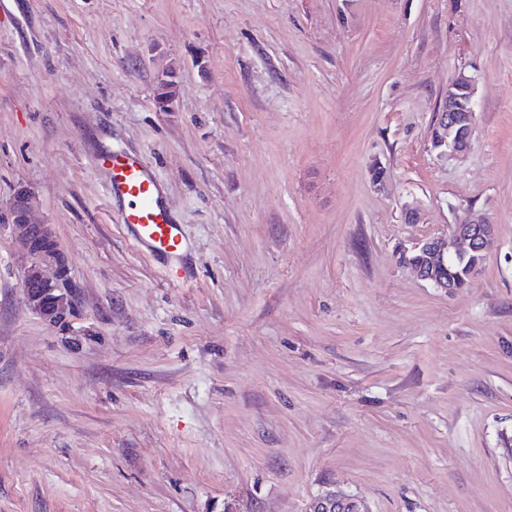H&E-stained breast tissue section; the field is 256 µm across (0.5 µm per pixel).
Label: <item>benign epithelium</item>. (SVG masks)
<instances>
[{
  "label": "benign epithelium",
  "instance_id": "obj_1",
  "mask_svg": "<svg viewBox=\"0 0 512 512\" xmlns=\"http://www.w3.org/2000/svg\"><path fill=\"white\" fill-rule=\"evenodd\" d=\"M475 83L459 73L448 86L445 108L438 114L437 127L456 138L466 135L471 139L475 123ZM10 208L22 212V223L13 230L30 263L21 283L22 295L28 306L50 321L66 318L74 311V293L67 277V259L60 247L47 252L40 249L46 241L56 240L48 224H37L31 219L32 197L20 189L15 192ZM496 225L472 223L467 220L451 227L448 238H426L415 243L413 249L428 256V262L415 267L417 276L448 294L456 285L444 274L448 252L463 260L473 253H488L496 239ZM348 506L354 512H369L365 504L341 491L328 490L312 501V512H335L336 506Z\"/></svg>",
  "mask_w": 512,
  "mask_h": 512
}]
</instances>
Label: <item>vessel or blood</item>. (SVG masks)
I'll list each match as a JSON object with an SVG mask.
<instances>
[{
	"label": "vessel or blood",
	"mask_w": 512,
	"mask_h": 512,
	"mask_svg": "<svg viewBox=\"0 0 512 512\" xmlns=\"http://www.w3.org/2000/svg\"><path fill=\"white\" fill-rule=\"evenodd\" d=\"M99 172L109 197L118 205V220L135 245L166 269L179 268L190 243L169 210L154 172L137 153L112 149L102 155Z\"/></svg>",
	"instance_id": "obj_1"
}]
</instances>
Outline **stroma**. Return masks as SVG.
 Instances as JSON below:
<instances>
[{
  "instance_id": "1",
  "label": "stroma",
  "mask_w": 512,
  "mask_h": 512,
  "mask_svg": "<svg viewBox=\"0 0 512 512\" xmlns=\"http://www.w3.org/2000/svg\"><path fill=\"white\" fill-rule=\"evenodd\" d=\"M461 72L455 154L432 129ZM110 149L163 184L192 280L117 221ZM20 188L77 287L59 322L22 296ZM468 214L497 243L447 294L400 254ZM332 489L512 512V0H11L0 512H308ZM475 83L474 80L464 74L459 73L448 86V96L445 108L442 112H438L437 127L447 133V137L441 142L438 139L434 142L435 147H444L450 152H462L467 146V141L471 142L472 129L475 123ZM462 134H466L463 141L461 139L457 144L455 142L450 145L448 139L454 136L453 141L460 138ZM460 146H459V145Z\"/></svg>"
}]
</instances>
